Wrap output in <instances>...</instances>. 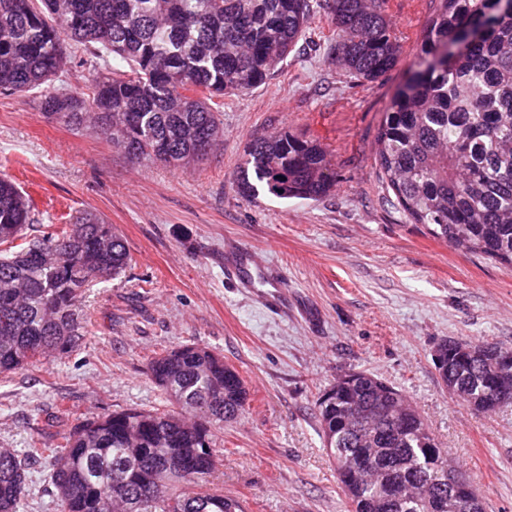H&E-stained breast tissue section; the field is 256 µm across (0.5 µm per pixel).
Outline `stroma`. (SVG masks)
I'll list each match as a JSON object with an SVG mask.
<instances>
[{
    "label": "stroma",
    "mask_w": 512,
    "mask_h": 512,
    "mask_svg": "<svg viewBox=\"0 0 512 512\" xmlns=\"http://www.w3.org/2000/svg\"><path fill=\"white\" fill-rule=\"evenodd\" d=\"M440 0H382L401 45L382 78L358 82L328 56L327 8L267 81L228 94L224 137L200 163L130 161L91 129L44 117L39 93L0 94V172L34 200L29 237L86 211L123 236L131 262L88 288L83 334L63 359L0 377V448H56L87 418L162 407L148 374L164 350L223 356L249 392L215 432L210 479L245 512H351L323 449L316 399L351 369L416 405L484 512H512V404L477 413L451 398L432 361L445 339L512 344V267L465 255L410 223L376 161L378 128L418 60ZM285 129L319 139L336 185L323 199L247 200L248 143ZM262 259L251 285L224 277Z\"/></svg>",
    "instance_id": "obj_1"
}]
</instances>
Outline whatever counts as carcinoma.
Listing matches in <instances>:
<instances>
[{
	"instance_id": "1",
	"label": "carcinoma",
	"mask_w": 512,
	"mask_h": 512,
	"mask_svg": "<svg viewBox=\"0 0 512 512\" xmlns=\"http://www.w3.org/2000/svg\"><path fill=\"white\" fill-rule=\"evenodd\" d=\"M418 65L394 95L377 136L386 187L410 223L464 254L512 265V12L499 0H440ZM333 55L357 81L393 69L401 46L380 0H329ZM318 0H0V92L42 91L45 117L91 126L138 161H199L223 137L224 94L265 83L309 30ZM87 52L89 92H58L67 45ZM125 62L112 67L110 59ZM335 175L311 139L274 131L253 141L237 175L246 198L318 200ZM30 200L0 173V376L63 357L83 329L79 304L94 282L129 265L123 237L97 213L37 239ZM449 341L435 363L470 408L512 399V345ZM170 409H131L89 420L61 449L37 440L0 448V512H23L29 461L50 463L57 512H240L209 488L216 426L245 412L247 392L224 358L185 345L153 358ZM316 402L324 448L352 512H427L423 486L448 460L405 394L359 370Z\"/></svg>"
}]
</instances>
